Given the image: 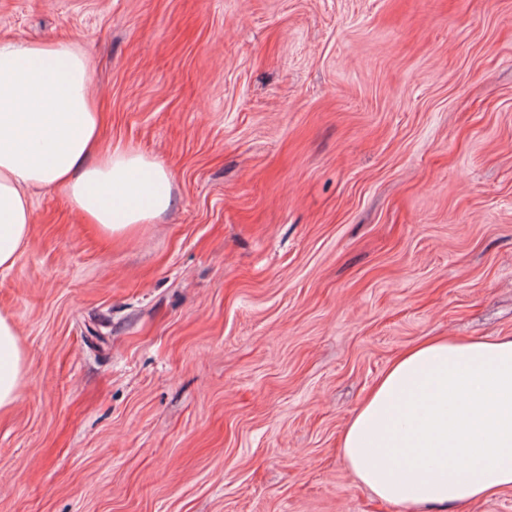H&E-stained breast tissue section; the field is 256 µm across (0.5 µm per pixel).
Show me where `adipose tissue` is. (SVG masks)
I'll use <instances>...</instances> for the list:
<instances>
[{
    "label": "adipose tissue",
    "mask_w": 512,
    "mask_h": 512,
    "mask_svg": "<svg viewBox=\"0 0 512 512\" xmlns=\"http://www.w3.org/2000/svg\"><path fill=\"white\" fill-rule=\"evenodd\" d=\"M94 64L74 41L0 36V269L26 247L34 187L64 191L106 237L172 204L168 172L103 140ZM15 324L0 315V410L25 376ZM341 446L378 499L448 508L512 487V336L420 343L396 357L346 425Z\"/></svg>",
    "instance_id": "1"
}]
</instances>
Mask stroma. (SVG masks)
Returning <instances> with one entry per match:
<instances>
[{
  "label": "stroma",
  "instance_id": "stroma-1",
  "mask_svg": "<svg viewBox=\"0 0 512 512\" xmlns=\"http://www.w3.org/2000/svg\"><path fill=\"white\" fill-rule=\"evenodd\" d=\"M75 40L173 206L66 194L0 270V512H407L342 432L393 357L512 336V0H0ZM15 324L0 314V410L10 409L25 376V352Z\"/></svg>",
  "mask_w": 512,
  "mask_h": 512
}]
</instances>
